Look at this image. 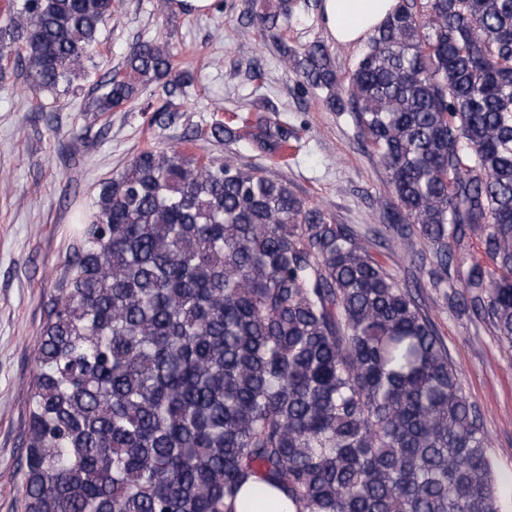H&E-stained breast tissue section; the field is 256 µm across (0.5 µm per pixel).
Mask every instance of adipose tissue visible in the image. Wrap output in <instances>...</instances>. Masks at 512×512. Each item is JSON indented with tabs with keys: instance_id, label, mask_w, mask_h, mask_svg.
<instances>
[{
	"instance_id": "adipose-tissue-1",
	"label": "adipose tissue",
	"mask_w": 512,
	"mask_h": 512,
	"mask_svg": "<svg viewBox=\"0 0 512 512\" xmlns=\"http://www.w3.org/2000/svg\"><path fill=\"white\" fill-rule=\"evenodd\" d=\"M397 0H323V24L337 42L360 41L392 12ZM237 512H295L293 504L277 489L244 484L235 501Z\"/></svg>"
}]
</instances>
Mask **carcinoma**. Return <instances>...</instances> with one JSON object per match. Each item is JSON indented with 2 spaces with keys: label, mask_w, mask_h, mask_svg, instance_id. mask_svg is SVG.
Listing matches in <instances>:
<instances>
[{
  "label": "carcinoma",
  "mask_w": 512,
  "mask_h": 512,
  "mask_svg": "<svg viewBox=\"0 0 512 512\" xmlns=\"http://www.w3.org/2000/svg\"><path fill=\"white\" fill-rule=\"evenodd\" d=\"M304 0H251L246 25L347 114L395 202L360 231L252 165L148 147L78 218L67 284L40 330L25 512H235L255 478L296 512H500L489 437L429 313L374 255L455 278L460 313L512 350V0H397L348 80L322 42L280 29ZM0 56L37 96L85 72L116 0H6ZM149 125L194 82L136 44L85 111L148 86ZM284 158L257 109L184 137ZM478 239L493 267L469 254ZM425 243L429 255L419 243Z\"/></svg>",
  "instance_id": "carcinoma-1"
}]
</instances>
